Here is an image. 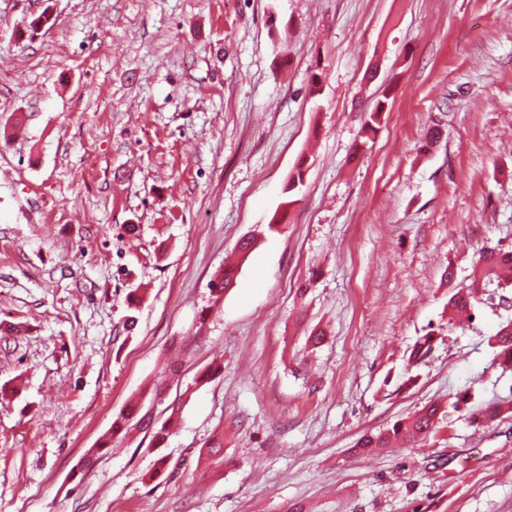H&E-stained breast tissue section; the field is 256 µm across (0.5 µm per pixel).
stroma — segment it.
Masks as SVG:
<instances>
[{
	"mask_svg": "<svg viewBox=\"0 0 512 512\" xmlns=\"http://www.w3.org/2000/svg\"><path fill=\"white\" fill-rule=\"evenodd\" d=\"M497 245L512 0H0V512H512V418L454 406L512 404V308L449 322L443 284ZM162 380L164 445L113 432ZM490 341L491 347L497 350L498 360L512 365V321L502 324ZM441 412L439 404L426 406L415 415L396 421L392 428L385 432L364 435L354 450L358 453H369L374 448H387L393 441L412 445L418 438L428 435L437 428Z\"/></svg>",
	"mask_w": 512,
	"mask_h": 512,
	"instance_id": "35a3bbf8",
	"label": "stroma"
}]
</instances>
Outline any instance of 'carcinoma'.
<instances>
[{
  "label": "carcinoma",
  "instance_id": "1",
  "mask_svg": "<svg viewBox=\"0 0 512 512\" xmlns=\"http://www.w3.org/2000/svg\"><path fill=\"white\" fill-rule=\"evenodd\" d=\"M444 279L448 285V310L457 315L473 318L472 311L482 303L477 295L476 288L480 283H512V247H495L479 251L478 257L472 265L470 284H457L451 269H446ZM491 347L497 350V358L503 363L512 365V321L502 324L494 336L491 337ZM140 402H134L119 416L123 423H135L141 429H147L152 424V418L147 412H142ZM472 422L501 418L508 411L499 406H477L468 408ZM440 405L434 403L426 406L411 417L396 421L392 428L376 435H365L357 442L355 451L369 453L375 448H385L391 442L398 441L411 445L418 438L433 432L440 424Z\"/></svg>",
  "mask_w": 512,
  "mask_h": 512
}]
</instances>
